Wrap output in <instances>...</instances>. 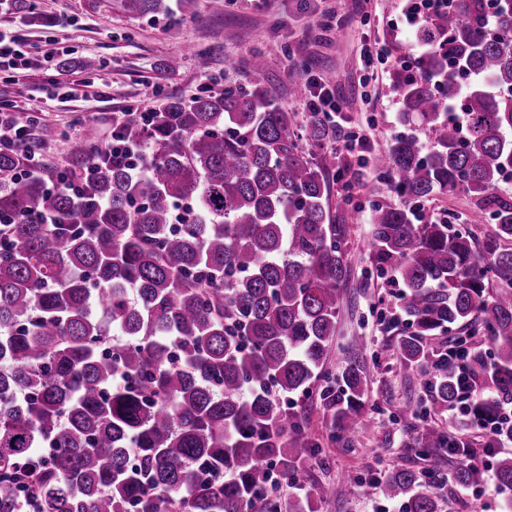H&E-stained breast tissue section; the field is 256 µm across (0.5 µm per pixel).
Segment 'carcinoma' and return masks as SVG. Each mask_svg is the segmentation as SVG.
Wrapping results in <instances>:
<instances>
[{"mask_svg": "<svg viewBox=\"0 0 512 512\" xmlns=\"http://www.w3.org/2000/svg\"><path fill=\"white\" fill-rule=\"evenodd\" d=\"M451 2L418 30L432 54L417 74H393L399 121L427 125L434 145L400 135L375 166L412 204L470 195L472 220L490 215L496 235L479 248L467 228L416 224L407 208L371 214L375 267L404 286L400 362L424 370L426 415L441 418L457 383L447 363L426 367V340L453 325L492 347L471 352L473 413L512 401V247L500 244L512 201L497 195L512 171V0H496L493 31L486 0ZM124 7L146 15L162 0ZM251 70L219 94L127 114L118 132L145 149L142 177L127 155L100 154L92 125L71 167L44 178L23 172L27 148L0 151V512H316L336 497L282 399L322 380L320 403L346 431L368 396L350 353L336 359L341 389L327 370L350 278L349 225L330 202L345 174L320 115L297 124L260 80L261 55ZM460 74L462 131L444 112ZM416 443L424 470L344 481L402 512H439L448 433L426 424ZM477 477L464 460L448 472L458 487ZM494 478L512 490V457Z\"/></svg>", "mask_w": 512, "mask_h": 512, "instance_id": "1", "label": "carcinoma"}]
</instances>
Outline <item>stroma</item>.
Returning <instances> with one entry per match:
<instances>
[{"instance_id":"1","label":"stroma","mask_w":512,"mask_h":512,"mask_svg":"<svg viewBox=\"0 0 512 512\" xmlns=\"http://www.w3.org/2000/svg\"><path fill=\"white\" fill-rule=\"evenodd\" d=\"M34 3L43 17L38 24L12 10L0 13V31L24 34L32 64L22 97L0 72V103L55 129L45 160L60 169L67 166L71 146L86 125H95L106 139L113 116L129 107L152 111L170 96L192 98L246 81L257 53L265 62V86L297 122L307 120L302 110L306 92L302 73H293V65L335 88L344 122L327 148L347 180L333 184L331 203L348 216L351 267L336 343L365 338L369 402L357 428L341 433L333 431L320 404L302 393L289 394L284 402L321 450L316 479L337 485L335 499L319 505L318 512H379V500L361 497L340 484V476L351 472L373 479L397 467H425L416 436L428 396L421 375L404 368L397 355L398 340L408 330L399 318L401 286L392 273L379 272L370 262L373 205H404L386 187L373 160L403 131L392 75L405 61L408 40L396 35L394 25L407 11V0H164L165 10L140 16L125 12L121 0ZM51 38L66 51L57 62L44 56ZM376 39L385 46L384 63L366 78L360 55ZM87 57L99 60L97 70L82 69ZM173 58L181 61L174 72L166 67ZM351 131L368 135L366 153L346 152L344 138ZM421 209L432 221L468 223L472 199L462 192L437 193ZM442 494L439 512H506L512 500V490L493 480L482 484L477 496L471 488L452 484Z\"/></svg>"}]
</instances>
